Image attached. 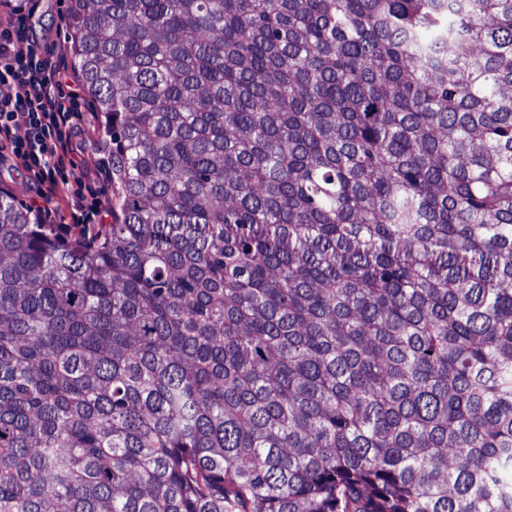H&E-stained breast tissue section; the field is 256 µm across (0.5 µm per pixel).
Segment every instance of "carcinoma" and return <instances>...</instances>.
I'll return each instance as SVG.
<instances>
[{"label":"carcinoma","instance_id":"obj_1","mask_svg":"<svg viewBox=\"0 0 512 512\" xmlns=\"http://www.w3.org/2000/svg\"><path fill=\"white\" fill-rule=\"evenodd\" d=\"M112 222L0 189V512H512V0H69Z\"/></svg>","mask_w":512,"mask_h":512}]
</instances>
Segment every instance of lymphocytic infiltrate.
<instances>
[{"label": "lymphocytic infiltrate", "mask_w": 512, "mask_h": 512, "mask_svg": "<svg viewBox=\"0 0 512 512\" xmlns=\"http://www.w3.org/2000/svg\"><path fill=\"white\" fill-rule=\"evenodd\" d=\"M26 21L0 22V166L23 170L28 204L45 218L104 224L106 187L92 188L80 142L90 106L63 60L24 37Z\"/></svg>", "instance_id": "f902f5d3"}]
</instances>
